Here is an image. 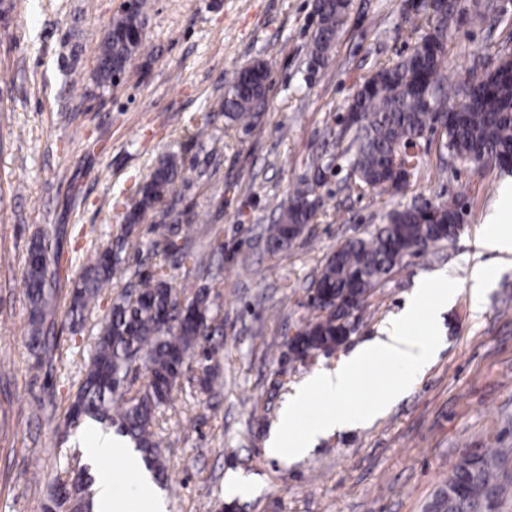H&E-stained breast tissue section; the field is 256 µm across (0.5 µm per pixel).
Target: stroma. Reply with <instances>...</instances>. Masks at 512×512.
<instances>
[{
  "label": "stroma",
  "mask_w": 512,
  "mask_h": 512,
  "mask_svg": "<svg viewBox=\"0 0 512 512\" xmlns=\"http://www.w3.org/2000/svg\"><path fill=\"white\" fill-rule=\"evenodd\" d=\"M442 74L458 84L512 54V6L498 20L483 0H456ZM123 0H17L9 44L0 46V512H44L52 487L83 461L60 432L98 322L83 330L65 316L71 282L113 239L140 181L165 156L186 173L175 207L196 214L187 247L224 243L210 271L173 255H150L185 297L210 286L224 322L210 391L200 367L157 414L168 481V512H430L453 466L472 450L512 448V254L479 252L486 216L499 212L512 173L474 170L430 139L419 174L394 195L353 190L340 131L359 85L413 44L404 0H351L328 65L308 73L314 0H148L145 49L121 83L98 95L89 80L97 47ZM269 64L265 108L255 131L216 121L224 81L255 60ZM332 164L312 224L288 253H271L263 229L277 204L311 183L318 160ZM426 199L463 208L457 238L434 255L408 257L369 298L354 332L330 356L302 362L286 343L310 317L308 290L336 247L365 236L394 208ZM60 256L50 283L56 320L45 351L29 346L23 286L33 238ZM496 274L473 298V264ZM446 275L458 288L440 315L442 346L409 393L373 423L322 438L288 462L268 448L270 431L296 387L335 369L381 335L422 280ZM235 473L252 491L224 490Z\"/></svg>",
  "instance_id": "obj_1"
}]
</instances>
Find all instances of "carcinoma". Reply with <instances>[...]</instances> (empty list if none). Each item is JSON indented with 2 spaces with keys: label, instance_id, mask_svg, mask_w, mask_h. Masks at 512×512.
<instances>
[{
  "label": "carcinoma",
  "instance_id": "1",
  "mask_svg": "<svg viewBox=\"0 0 512 512\" xmlns=\"http://www.w3.org/2000/svg\"><path fill=\"white\" fill-rule=\"evenodd\" d=\"M350 0H316L317 25L309 47L308 70L323 67L331 57L336 34ZM425 12L430 32L418 39L409 53L389 66L380 67L351 99L344 126L337 136L352 134L346 151L351 153L353 187L399 192L409 176L421 169V142L437 128L443 129L444 148L463 163L481 169L494 165L512 169V57L498 59L481 76L458 85H444L441 75L448 22L456 15L455 0H422L411 7ZM146 0L136 8L112 17L98 47L91 74L96 89H112L117 73L128 69L144 47L147 24ZM269 68L258 60L224 82L222 115L229 123L256 127L255 118L266 102ZM183 165L170 156L159 162L140 184L139 199L125 216V229L114 244L96 253L72 281L66 316L71 332L82 331L86 314L93 311L112 281L126 271V257L144 251L176 254L179 239H188L194 218L168 221L171 210L155 222L158 238L144 243L134 238L132 225L148 211L166 205ZM431 202H413L392 211L388 221L361 238L346 241L326 259L307 296L316 315L296 331L288 353L303 359L336 350L345 335L348 318L365 306L369 297L409 256L425 255L448 241V225L463 221L461 211L447 207L442 222L435 224L425 208ZM320 207L310 188H298L278 206L277 222L267 225L266 244L274 253L288 252L304 233ZM218 243L188 258L202 269L222 251ZM56 262L49 240L39 238L28 248L24 287L32 326L29 345L44 346V325L51 315L47 288L49 266ZM135 294L125 290L110 299L107 314L94 336L89 363L67 412V424L90 419L104 431L115 429L141 454L154 477H165L161 442L152 431L156 410L166 403L184 375L192 369L197 349L207 360L215 350L214 312L206 288L183 299L163 267L134 272ZM142 382H137V379ZM139 383L136 391L130 386ZM508 449H490L473 464H456L446 486L464 488V495H442L436 512H475L489 496L506 492L499 483ZM93 479L84 470L63 485L47 512L71 507L92 512Z\"/></svg>",
  "mask_w": 512,
  "mask_h": 512
}]
</instances>
